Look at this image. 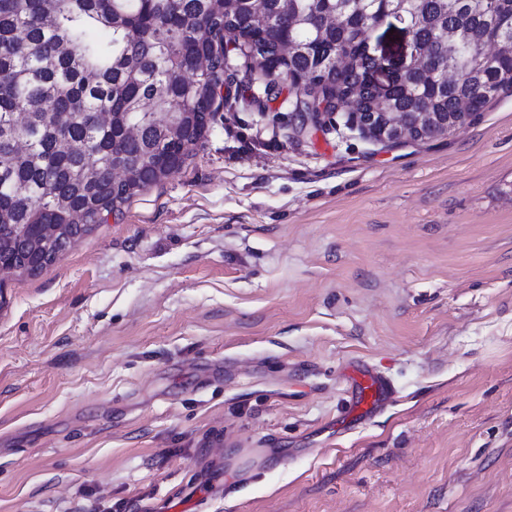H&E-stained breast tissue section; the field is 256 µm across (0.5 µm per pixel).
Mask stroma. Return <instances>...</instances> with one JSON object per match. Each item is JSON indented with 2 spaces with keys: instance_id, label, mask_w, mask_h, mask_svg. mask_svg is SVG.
<instances>
[{
  "instance_id": "obj_1",
  "label": "stroma",
  "mask_w": 512,
  "mask_h": 512,
  "mask_svg": "<svg viewBox=\"0 0 512 512\" xmlns=\"http://www.w3.org/2000/svg\"><path fill=\"white\" fill-rule=\"evenodd\" d=\"M246 72L179 170L0 274V512H512V93L387 147ZM355 359L394 388L358 421ZM319 112H294L298 117V126L296 131L303 132L308 127L317 129L322 127L325 123V118H330L339 112V108L335 112H324V110H331L333 106L328 101L319 102L316 106Z\"/></svg>"
}]
</instances>
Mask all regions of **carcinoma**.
I'll return each instance as SVG.
<instances>
[{
    "instance_id": "carcinoma-1",
    "label": "carcinoma",
    "mask_w": 512,
    "mask_h": 512,
    "mask_svg": "<svg viewBox=\"0 0 512 512\" xmlns=\"http://www.w3.org/2000/svg\"><path fill=\"white\" fill-rule=\"evenodd\" d=\"M385 14L433 49L394 87L387 111L436 112L446 122L464 102L479 112L512 92V0H265L258 16L249 0L227 13L211 0H61L53 10L45 0H0V265L37 274L26 247L32 225H69L68 241L44 243L61 253L157 183L164 158L185 163L224 105L217 89L232 68L230 41L269 65L284 40L298 44L286 72L267 81V97L288 79L303 96L320 88L342 104L357 90L360 111H372L366 37ZM445 30L451 54L438 41ZM57 45L67 52L47 58ZM201 55L212 59L206 72L193 66ZM448 70L451 81L442 78ZM188 94L191 130L173 140L167 116ZM25 112L38 116L20 125ZM97 112L121 119L99 125ZM130 125L138 137L127 135Z\"/></svg>"
}]
</instances>
